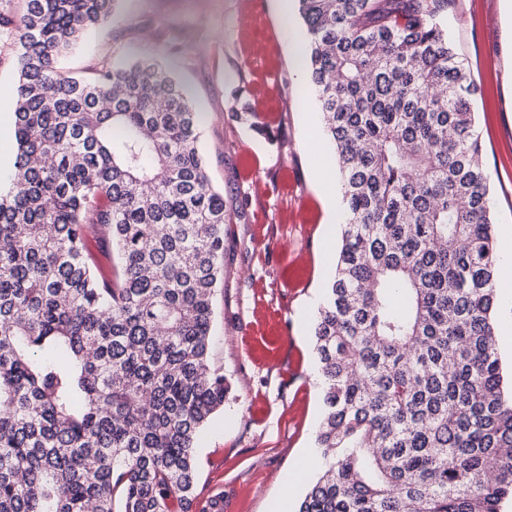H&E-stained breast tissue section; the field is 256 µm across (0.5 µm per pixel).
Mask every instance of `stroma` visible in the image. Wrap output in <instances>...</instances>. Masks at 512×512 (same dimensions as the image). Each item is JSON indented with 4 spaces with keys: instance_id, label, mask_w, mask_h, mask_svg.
<instances>
[{
    "instance_id": "obj_1",
    "label": "stroma",
    "mask_w": 512,
    "mask_h": 512,
    "mask_svg": "<svg viewBox=\"0 0 512 512\" xmlns=\"http://www.w3.org/2000/svg\"><path fill=\"white\" fill-rule=\"evenodd\" d=\"M448 37L480 86L475 110L498 239L512 236V25L494 0H449ZM301 19L281 0H119L60 58L63 75L151 59L206 119L199 148L224 194V276L213 297L210 363L231 386L196 440L197 498L224 512H271L290 472L315 479L322 418L312 324L335 269L339 227L317 190L335 160L315 144L320 115L288 44ZM18 34L0 28V113L11 112ZM255 117H238L240 104Z\"/></svg>"
}]
</instances>
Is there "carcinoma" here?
Listing matches in <instances>:
<instances>
[{"instance_id": "1", "label": "carcinoma", "mask_w": 512, "mask_h": 512, "mask_svg": "<svg viewBox=\"0 0 512 512\" xmlns=\"http://www.w3.org/2000/svg\"><path fill=\"white\" fill-rule=\"evenodd\" d=\"M117 0H25L14 172L0 193V512H189L224 194L205 115L159 64L62 76ZM345 208L315 320L323 471L297 512H501L512 390L476 81L448 0H296ZM50 160L39 166L40 157ZM119 262L99 277L85 240ZM505 292L512 293V280L510 288L500 292L497 306V326H498V338L500 340V356L503 364V368L510 376L511 368H512V330L511 335L506 336V334H510V328L506 329V320L510 321V317L512 319V308H507L504 303L503 295Z\"/></svg>"}]
</instances>
